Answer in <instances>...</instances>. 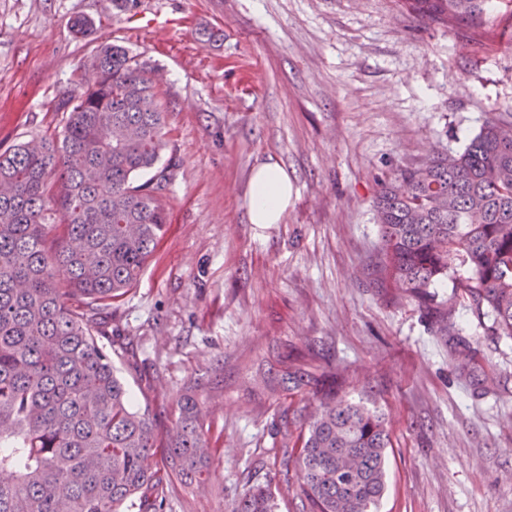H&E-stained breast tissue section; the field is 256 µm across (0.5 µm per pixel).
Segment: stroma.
I'll return each instance as SVG.
<instances>
[{
    "mask_svg": "<svg viewBox=\"0 0 512 512\" xmlns=\"http://www.w3.org/2000/svg\"><path fill=\"white\" fill-rule=\"evenodd\" d=\"M144 15L179 24L146 29ZM78 18L89 21L80 35ZM113 42L152 67L176 165L163 237L103 344L132 406L151 408L160 430L202 379L224 450L206 489L182 490L173 512H234L256 486L271 489L276 512H300L278 430L282 410L312 396L265 386L288 358L383 413L379 512H512V339L479 327L454 277L436 283L492 378L473 395L417 301L365 274L382 183L462 150L490 112L512 107V20L437 25L398 0H130L122 11L112 0H0V150L60 134L81 66ZM268 159L294 194L283 223L253 224L252 169Z\"/></svg>",
    "mask_w": 512,
    "mask_h": 512,
    "instance_id": "stroma-1",
    "label": "stroma"
}]
</instances>
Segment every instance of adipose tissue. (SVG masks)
I'll return each mask as SVG.
<instances>
[{"label":"adipose tissue","instance_id":"ef3b65f1","mask_svg":"<svg viewBox=\"0 0 512 512\" xmlns=\"http://www.w3.org/2000/svg\"><path fill=\"white\" fill-rule=\"evenodd\" d=\"M293 195V183L282 166L263 161L253 169L249 220L254 224L282 223Z\"/></svg>","mask_w":512,"mask_h":512}]
</instances>
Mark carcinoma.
Masks as SVG:
<instances>
[{"instance_id":"cac0c4a2","label":"carcinoma","mask_w":512,"mask_h":512,"mask_svg":"<svg viewBox=\"0 0 512 512\" xmlns=\"http://www.w3.org/2000/svg\"><path fill=\"white\" fill-rule=\"evenodd\" d=\"M400 2L432 23L489 21L486 0ZM83 69L92 80L66 109L62 136L0 152V473L11 475L0 481V512H170L178 489L203 483L221 452L197 397L202 382L186 387L161 434L149 408L132 409L99 340L167 223L172 163L136 180L167 148L166 111L127 48L104 44ZM374 210L380 244L368 275L417 299L485 389L478 351L430 288L466 267L456 288L512 339V119L492 113L463 150L401 169ZM279 381L316 400L303 419L283 413L279 428L285 484L290 463L299 466L301 512H378L390 445L382 413L334 383L313 385L291 362ZM235 512H274L272 491L249 490Z\"/></svg>"}]
</instances>
